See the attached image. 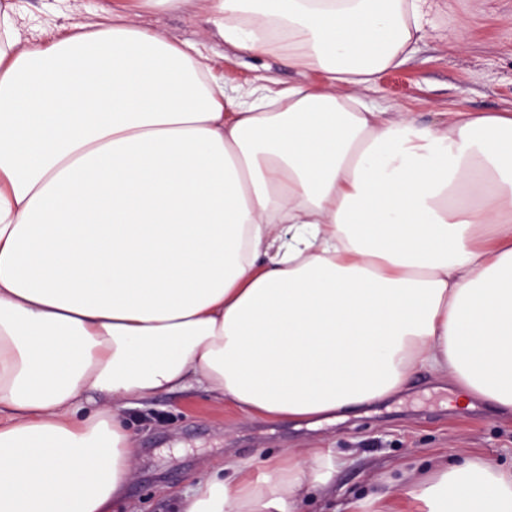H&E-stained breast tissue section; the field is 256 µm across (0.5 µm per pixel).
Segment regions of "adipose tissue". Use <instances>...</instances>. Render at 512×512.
<instances>
[{
	"label": "adipose tissue",
	"instance_id": "ef3b65f1",
	"mask_svg": "<svg viewBox=\"0 0 512 512\" xmlns=\"http://www.w3.org/2000/svg\"><path fill=\"white\" fill-rule=\"evenodd\" d=\"M140 2L325 81L232 95L125 0L44 45L0 0V512H126L121 410L193 386L330 422L423 371L512 417V113L437 128L362 96L420 0ZM251 466L225 457L176 512H299L338 462ZM404 498L512 512V468L437 457Z\"/></svg>",
	"mask_w": 512,
	"mask_h": 512
}]
</instances>
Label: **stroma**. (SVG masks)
I'll return each mask as SVG.
<instances>
[{"label": "stroma", "mask_w": 512, "mask_h": 512, "mask_svg": "<svg viewBox=\"0 0 512 512\" xmlns=\"http://www.w3.org/2000/svg\"><path fill=\"white\" fill-rule=\"evenodd\" d=\"M103 0H13L17 24L30 43L94 20ZM138 22L177 41L202 42L214 74L227 89L271 78L281 85L306 79L275 52L241 55L226 47L198 7L179 11L142 8ZM421 39L404 64L378 74L367 98L416 112L439 127L455 111H512V0H423ZM464 26L468 47H451L450 31ZM453 393L429 374L415 377L409 391L365 407L361 417L317 427L288 420H253L203 391L164 393L125 410L130 443L139 467L130 478L132 512H174L171 490L183 489L222 462L225 454L255 457L257 470L286 448H327L340 466L331 491L310 490L303 512H360L358 499L383 477L402 479L428 458L469 452L512 464V421L496 418L482 404L452 410Z\"/></svg>", "instance_id": "1"}]
</instances>
